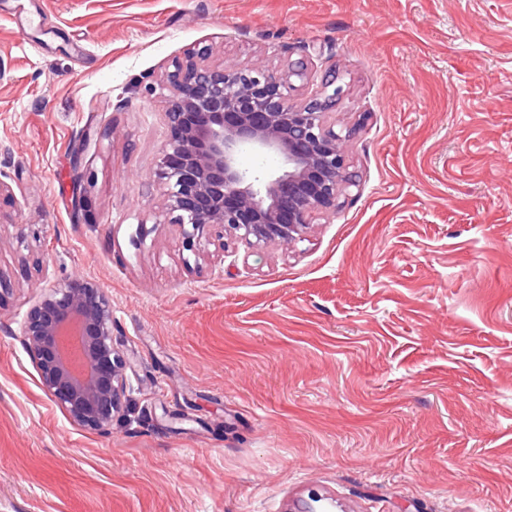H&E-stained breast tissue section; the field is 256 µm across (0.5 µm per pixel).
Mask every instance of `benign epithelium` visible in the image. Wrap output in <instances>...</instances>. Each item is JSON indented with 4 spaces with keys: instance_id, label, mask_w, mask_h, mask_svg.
Here are the masks:
<instances>
[{
    "instance_id": "1",
    "label": "benign epithelium",
    "mask_w": 512,
    "mask_h": 512,
    "mask_svg": "<svg viewBox=\"0 0 512 512\" xmlns=\"http://www.w3.org/2000/svg\"><path fill=\"white\" fill-rule=\"evenodd\" d=\"M210 50L188 51L165 77L161 113L168 136L155 177L164 213L176 225L187 268L224 262V238L251 249L303 239L318 213L336 210L353 185L332 112L342 93L336 74L311 97L292 101L302 62L274 72L260 59L246 66L205 64ZM255 163L247 166L243 156ZM214 251H209V247ZM80 326L87 364L70 370L57 337ZM23 340L43 390L77 425L103 430L122 409L128 362L112 343V299L99 283L74 278L46 289L27 311Z\"/></svg>"
}]
</instances>
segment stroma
Returning <instances> with one entry per match:
<instances>
[{
    "label": "stroma",
    "instance_id": "stroma-1",
    "mask_svg": "<svg viewBox=\"0 0 512 512\" xmlns=\"http://www.w3.org/2000/svg\"><path fill=\"white\" fill-rule=\"evenodd\" d=\"M204 46L335 69L358 186L195 274L153 174ZM0 181V512H512V0H0ZM77 276L131 363L102 432L22 337Z\"/></svg>",
    "mask_w": 512,
    "mask_h": 512
}]
</instances>
